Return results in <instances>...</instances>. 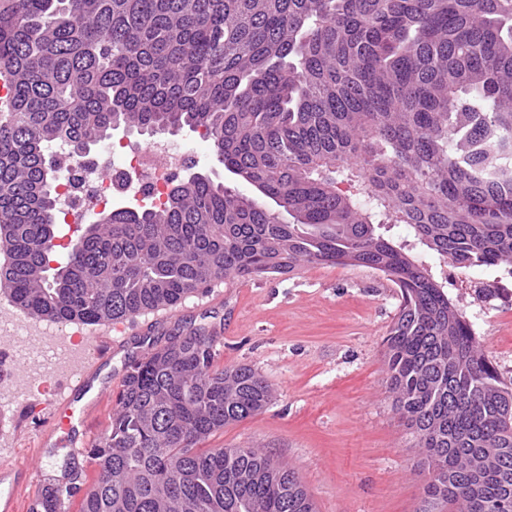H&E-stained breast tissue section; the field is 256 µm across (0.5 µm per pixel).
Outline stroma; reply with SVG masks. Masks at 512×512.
I'll return each instance as SVG.
<instances>
[{
	"label": "stroma",
	"mask_w": 512,
	"mask_h": 512,
	"mask_svg": "<svg viewBox=\"0 0 512 512\" xmlns=\"http://www.w3.org/2000/svg\"><path fill=\"white\" fill-rule=\"evenodd\" d=\"M449 298L473 325L481 348L503 378L512 377V300L484 301L464 273L433 266ZM398 288L361 265H314L288 274L213 283L176 305L112 324V361L100 372L111 388L92 407L84 440L93 446L110 423L129 361L142 346L172 333L212 334L217 367L246 365L268 383L265 411L225 426L208 448H257L282 461L305 486L315 512H419L430 473L394 405L384 339L399 310ZM71 324L63 334L86 340L95 330ZM53 391L18 400L0 416V458L30 465L32 484L20 502L85 467L66 436L46 437Z\"/></svg>",
	"instance_id": "stroma-1"
}]
</instances>
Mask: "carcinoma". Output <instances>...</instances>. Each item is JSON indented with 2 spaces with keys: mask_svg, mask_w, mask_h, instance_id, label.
<instances>
[{
  "mask_svg": "<svg viewBox=\"0 0 512 512\" xmlns=\"http://www.w3.org/2000/svg\"><path fill=\"white\" fill-rule=\"evenodd\" d=\"M0 285L21 311L98 325L229 278L365 265L398 288L387 385L433 477L421 512H512V388L425 261L512 276V0H10L0 65ZM129 129H203L249 196L201 173L157 208L113 210L56 244L57 167ZM364 175L372 206L338 189ZM407 224L412 239L384 236ZM56 262L53 267L50 262ZM269 386L217 369L197 329L126 366L86 449L80 512H314L295 472L255 448L198 447L261 412ZM484 460L470 488L468 457ZM81 477L49 484L58 512Z\"/></svg>",
  "mask_w": 512,
  "mask_h": 512,
  "instance_id": "cac0c4a2",
  "label": "carcinoma"
}]
</instances>
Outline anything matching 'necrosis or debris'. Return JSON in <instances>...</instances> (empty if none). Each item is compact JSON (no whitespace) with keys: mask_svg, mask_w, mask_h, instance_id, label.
I'll use <instances>...</instances> for the list:
<instances>
[{"mask_svg":"<svg viewBox=\"0 0 512 512\" xmlns=\"http://www.w3.org/2000/svg\"><path fill=\"white\" fill-rule=\"evenodd\" d=\"M201 158L199 150L190 151L171 141L154 142L148 152L132 143L106 145L98 158L62 167L58 219L68 230H76L117 196L132 198L141 206L161 205L172 173ZM0 336L7 338L14 357L23 365L7 388H0V408L44 390L49 380L71 374L80 359V344L61 341L56 331L24 327L20 315L6 308L0 310Z\"/></svg>","mask_w":512,"mask_h":512,"instance_id":"necrosis-or-debris-1","label":"necrosis or debris"}]
</instances>
